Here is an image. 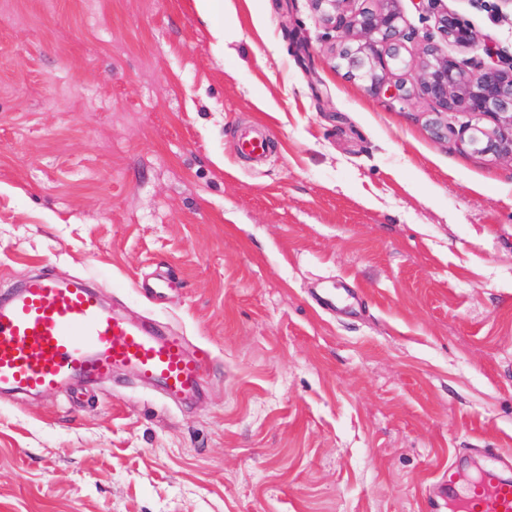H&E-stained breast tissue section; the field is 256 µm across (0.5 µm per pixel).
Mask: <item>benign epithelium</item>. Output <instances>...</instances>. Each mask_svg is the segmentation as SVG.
<instances>
[{"label":"benign epithelium","mask_w":512,"mask_h":512,"mask_svg":"<svg viewBox=\"0 0 512 512\" xmlns=\"http://www.w3.org/2000/svg\"><path fill=\"white\" fill-rule=\"evenodd\" d=\"M312 2L327 33L339 34L338 58L349 77L373 93L385 91L405 99L416 90L443 113L468 114L464 131L473 150L512 159V61L494 59L468 73L430 43L422 47L418 60L408 61L401 48L409 34L396 0H373V6L360 8L351 7L353 0ZM436 24L448 43L480 49L472 27L457 14L443 11ZM397 71L411 76L412 87L402 77L393 78ZM485 117L493 120L492 126L480 124Z\"/></svg>","instance_id":"7a95c632"}]
</instances>
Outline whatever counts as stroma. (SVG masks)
Returning a JSON list of instances; mask_svg holds the SVG:
<instances>
[{"label": "stroma", "mask_w": 512, "mask_h": 512, "mask_svg": "<svg viewBox=\"0 0 512 512\" xmlns=\"http://www.w3.org/2000/svg\"><path fill=\"white\" fill-rule=\"evenodd\" d=\"M232 1L0 0V298L82 278L213 356L186 402L0 391V512H459L512 465V159L348 78L310 0ZM396 7L406 59L512 55L494 0ZM436 24L440 33L449 44L475 51L480 49L472 27L465 23L456 13L443 11L436 16Z\"/></svg>", "instance_id": "35a3bbf8"}]
</instances>
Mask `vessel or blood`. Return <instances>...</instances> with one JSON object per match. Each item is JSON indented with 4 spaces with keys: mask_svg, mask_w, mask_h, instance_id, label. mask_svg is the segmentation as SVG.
Segmentation results:
<instances>
[{
    "mask_svg": "<svg viewBox=\"0 0 512 512\" xmlns=\"http://www.w3.org/2000/svg\"><path fill=\"white\" fill-rule=\"evenodd\" d=\"M210 364L209 352L190 348L181 333L133 321L97 292L47 273L0 301V388L56 392L75 378L95 382L128 369L143 385L181 398ZM460 502L461 512H512V478L483 471Z\"/></svg>",
    "mask_w": 512,
    "mask_h": 512,
    "instance_id": "vessel-or-blood-1",
    "label": "vessel or blood"
}]
</instances>
